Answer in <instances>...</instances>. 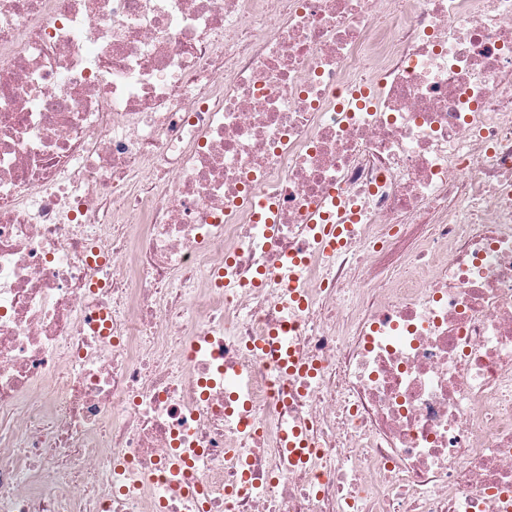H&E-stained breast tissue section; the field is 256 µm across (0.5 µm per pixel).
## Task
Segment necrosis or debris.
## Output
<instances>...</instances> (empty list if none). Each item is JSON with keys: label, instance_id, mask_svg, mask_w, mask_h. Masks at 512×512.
Returning a JSON list of instances; mask_svg holds the SVG:
<instances>
[{"label": "necrosis or debris", "instance_id": "obj_1", "mask_svg": "<svg viewBox=\"0 0 512 512\" xmlns=\"http://www.w3.org/2000/svg\"><path fill=\"white\" fill-rule=\"evenodd\" d=\"M0 512H512V0H0ZM306 435L298 425L288 426L281 437L283 462L289 469L305 465L307 461Z\"/></svg>", "mask_w": 512, "mask_h": 512}]
</instances>
